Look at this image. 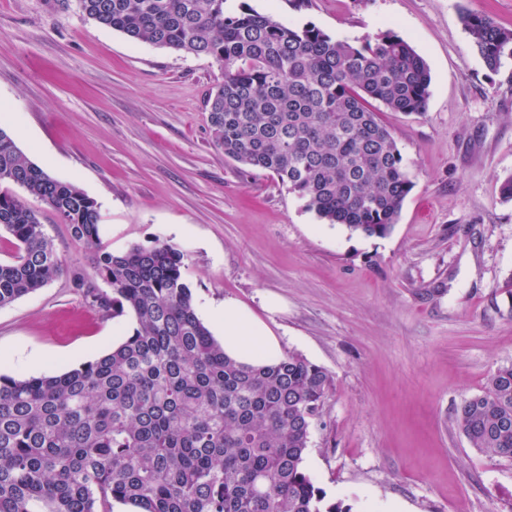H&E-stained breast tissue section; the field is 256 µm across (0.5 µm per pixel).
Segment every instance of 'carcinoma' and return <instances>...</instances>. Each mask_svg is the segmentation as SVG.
Listing matches in <instances>:
<instances>
[{
	"instance_id": "1",
	"label": "carcinoma",
	"mask_w": 512,
	"mask_h": 512,
	"mask_svg": "<svg viewBox=\"0 0 512 512\" xmlns=\"http://www.w3.org/2000/svg\"><path fill=\"white\" fill-rule=\"evenodd\" d=\"M85 17L147 42L214 59L208 94L224 156L271 172L328 224L388 235L413 182L369 101L420 115L431 70L387 30L356 46L311 22L286 25L226 0H79ZM461 21L485 66L512 57V31L489 15ZM45 204L94 253L92 272L66 268L36 210ZM98 204L32 162L0 125V308L67 273L85 303L137 327L111 351L59 375L0 374V512H351L306 470L314 419L331 375L300 354L250 367L224 354L199 318L185 254L157 240L102 246ZM479 452L512 459V363L456 408Z\"/></svg>"
}]
</instances>
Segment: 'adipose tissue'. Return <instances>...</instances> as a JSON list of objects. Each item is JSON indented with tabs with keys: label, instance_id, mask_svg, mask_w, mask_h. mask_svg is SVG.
Returning a JSON list of instances; mask_svg holds the SVG:
<instances>
[{
	"label": "adipose tissue",
	"instance_id": "obj_1",
	"mask_svg": "<svg viewBox=\"0 0 512 512\" xmlns=\"http://www.w3.org/2000/svg\"><path fill=\"white\" fill-rule=\"evenodd\" d=\"M213 316L223 330L227 356L247 365L272 364L283 356L280 340L272 330L236 300H225Z\"/></svg>",
	"mask_w": 512,
	"mask_h": 512
}]
</instances>
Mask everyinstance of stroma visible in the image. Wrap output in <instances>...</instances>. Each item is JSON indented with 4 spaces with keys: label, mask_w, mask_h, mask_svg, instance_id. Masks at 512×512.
I'll return each mask as SVG.
<instances>
[{
    "label": "stroma",
    "mask_w": 512,
    "mask_h": 512,
    "mask_svg": "<svg viewBox=\"0 0 512 512\" xmlns=\"http://www.w3.org/2000/svg\"><path fill=\"white\" fill-rule=\"evenodd\" d=\"M361 44L394 30L431 69L424 115L374 109L414 187L387 236L320 220L267 171L225 159L206 97L212 58L130 41L79 0H0V109L18 146L77 185L120 252L185 254L200 318L237 300L285 351L333 378L304 465L351 512H512V460L477 452L455 410L512 362V57L488 70L460 14L512 30V0H227ZM65 264L91 253L32 196ZM284 309L269 313L266 295ZM136 322L104 319L67 276L0 308V374L55 375Z\"/></svg>",
    "instance_id": "35a3bbf8"
}]
</instances>
